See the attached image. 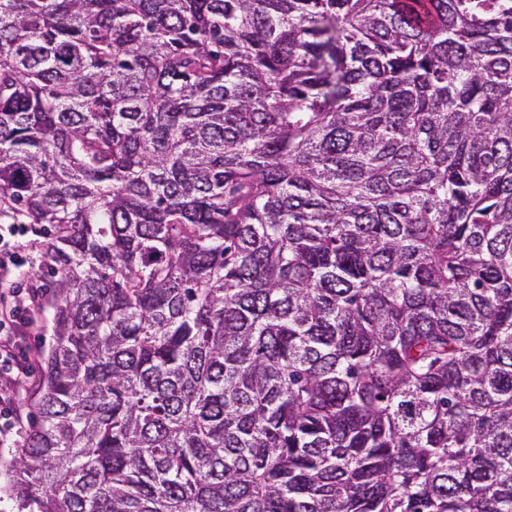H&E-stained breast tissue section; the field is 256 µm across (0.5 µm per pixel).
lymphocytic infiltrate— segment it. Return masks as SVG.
<instances>
[{
    "instance_id": "obj_1",
    "label": "lymphocytic infiltrate",
    "mask_w": 512,
    "mask_h": 512,
    "mask_svg": "<svg viewBox=\"0 0 512 512\" xmlns=\"http://www.w3.org/2000/svg\"><path fill=\"white\" fill-rule=\"evenodd\" d=\"M25 225H6L0 234V444L17 446L26 430L22 385L30 375L22 351L43 309L40 288L22 287L34 264L50 263L48 250L28 254Z\"/></svg>"
}]
</instances>
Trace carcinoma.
Segmentation results:
<instances>
[{"mask_svg":"<svg viewBox=\"0 0 512 512\" xmlns=\"http://www.w3.org/2000/svg\"><path fill=\"white\" fill-rule=\"evenodd\" d=\"M2 215L18 512H512V0H0ZM12 222V219L3 216L0 218V225L4 224L0 227V484L2 487L14 474L21 448L1 446L18 447L23 443L20 438L26 431L28 419L29 432L36 416L43 353L53 342V303L55 301L53 283L56 279L48 265L36 267L33 272L29 285L36 284L44 288V305L40 288L34 286L19 288L20 281L30 275L32 266L37 263L49 264L51 256L44 245L37 253L38 245L44 239L31 232L24 239L33 246H37L34 249L36 254L26 253L27 245L24 244L22 237L27 233V228L25 224H11ZM2 226H5L4 229ZM2 231H6L7 234H2ZM43 307L41 325L33 333ZM27 340L35 354L31 373L30 357L19 355Z\"/></svg>","mask_w":512,"mask_h":512,"instance_id":"cac0c4a2","label":"carcinoma"}]
</instances>
